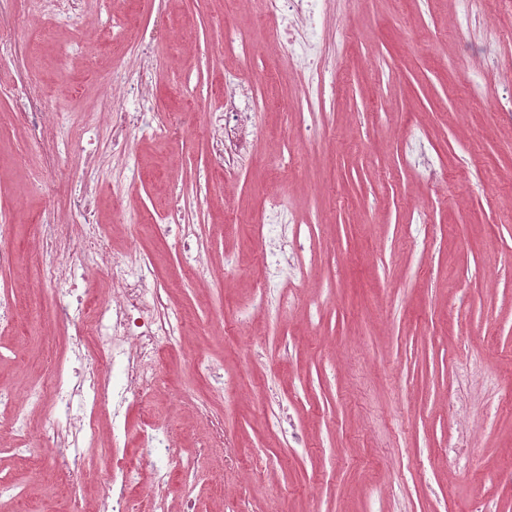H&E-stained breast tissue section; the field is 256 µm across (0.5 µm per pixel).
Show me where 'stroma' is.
<instances>
[{
  "label": "stroma",
  "mask_w": 512,
  "mask_h": 512,
  "mask_svg": "<svg viewBox=\"0 0 512 512\" xmlns=\"http://www.w3.org/2000/svg\"><path fill=\"white\" fill-rule=\"evenodd\" d=\"M85 0L92 28L63 21L20 31L0 64V214L14 223L19 258L0 267V291L16 295V332L0 339V386L49 387L72 372L56 298L38 291L26 267L41 214L68 215L42 179L52 164L99 186L93 221L110 228L112 249L135 248L151 264L150 287L188 312L198 335L158 367L159 386L129 412L126 453L137 458L139 422L149 415L196 454L207 435L191 398L241 383L225 416L241 463L200 458L196 481L174 475L165 506L193 498L197 512H512V94L498 86L512 69V6L506 0H335L349 30L332 42L336 94L308 111L287 63L271 65L253 0H168L164 37L151 44L155 105L209 111L225 72L224 25L248 33L250 76L271 105L254 167L230 186L207 171L201 127L179 139L134 130L113 146L106 129L83 127L103 75L126 50L123 16L153 25L150 0ZM70 46L62 56V46ZM494 46L498 71L473 63ZM60 113L63 132L36 145L42 113ZM304 113L314 133L284 148L286 113ZM446 171L424 174V158ZM278 193L304 239L306 275L288 314H256L240 325L256 280L253 224ZM180 196L208 249L212 279L182 275L189 243L149 229ZM121 205L134 229L114 225ZM238 267L224 272L225 253ZM288 345L287 356L278 353ZM305 430L294 449L270 427L268 400ZM263 459L261 475L249 465ZM0 470L26 487L0 512H71L74 493L32 473L10 450Z\"/></svg>",
  "instance_id": "1"
}]
</instances>
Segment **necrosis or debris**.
Here are the masks:
<instances>
[{"label": "necrosis or debris", "mask_w": 512, "mask_h": 512, "mask_svg": "<svg viewBox=\"0 0 512 512\" xmlns=\"http://www.w3.org/2000/svg\"><path fill=\"white\" fill-rule=\"evenodd\" d=\"M271 28H278L283 19L303 22L302 37H278L279 58L291 69L308 76L310 83L323 86L334 66L323 50L324 22L331 9V0H258ZM132 61L113 63L106 75L110 87L91 114L93 125L111 124L113 137H120L132 124L151 128L157 135L168 137L181 127L200 124L212 135L210 169L225 184H233L238 170L248 168L254 155L245 149L246 131H259L266 104L241 107L244 84L242 76L249 71L254 50L251 37L242 31L225 33L224 50L238 55L241 61L236 73L224 76L221 109L217 112L166 113L154 106V67L147 49L137 36H130ZM133 101L135 111H126L124 101ZM288 206L277 194H269L254 227L258 250V280L253 309L275 316L287 314L291 307L289 282L282 280L283 263L293 266V278L304 279L305 270L299 258L300 246L288 233ZM94 256L99 268H111L112 291L100 294L84 289L74 295L67 283L75 274L71 264L74 255ZM29 257L45 265L43 287L54 289L59 302L57 319L71 326L66 341L81 363L78 373L58 374L53 398L59 417L48 420L43 437L48 450L35 453L26 449L30 463L39 470L48 469L64 483L77 486L86 476L87 459L80 451L83 439L96 438L99 418L112 415L111 447H119L127 431L123 422L132 406L152 393L157 383V369L167 352L181 347L184 325L173 321L160 290L143 286L144 265L135 255L112 254L102 237H88L86 227L75 220L47 219L38 225ZM119 369V382H112V369ZM192 406L209 429L207 445L224 451L228 467L240 459L235 437L226 430L219 409L203 399H194ZM180 459L184 474L195 468L194 457H182L175 439L164 430L151 429L140 450L139 462H125L112 471L111 479L99 486V512H137L133 490L142 481L143 468H150L153 479L149 493L155 500L165 498L166 485L172 477L170 464Z\"/></svg>", "instance_id": "4bbe7bcc"}]
</instances>
